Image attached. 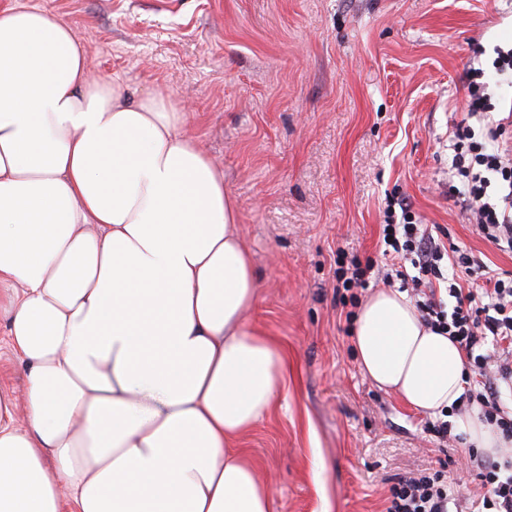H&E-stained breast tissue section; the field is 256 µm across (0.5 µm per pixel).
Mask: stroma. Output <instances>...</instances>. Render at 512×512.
Returning <instances> with one entry per match:
<instances>
[{"label":"stroma","mask_w":512,"mask_h":512,"mask_svg":"<svg viewBox=\"0 0 512 512\" xmlns=\"http://www.w3.org/2000/svg\"><path fill=\"white\" fill-rule=\"evenodd\" d=\"M53 13L93 75L184 101L222 167L259 282L250 320L288 354V396L239 442L273 512H383L393 478L449 461L477 489L466 444L361 371L336 252L384 265L392 195L446 247L512 272L448 195L449 133L475 49L512 41V0H0Z\"/></svg>","instance_id":"35a3bbf8"}]
</instances>
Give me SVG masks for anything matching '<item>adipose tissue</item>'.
I'll return each instance as SVG.
<instances>
[{"mask_svg":"<svg viewBox=\"0 0 512 512\" xmlns=\"http://www.w3.org/2000/svg\"><path fill=\"white\" fill-rule=\"evenodd\" d=\"M186 105L91 76L54 14L0 10V321L25 407L0 391V512H271L238 438L288 391L248 316L257 280L224 172ZM362 372L472 447L467 359L406 295L360 304Z\"/></svg>","mask_w":512,"mask_h":512,"instance_id":"obj_1","label":"adipose tissue"}]
</instances>
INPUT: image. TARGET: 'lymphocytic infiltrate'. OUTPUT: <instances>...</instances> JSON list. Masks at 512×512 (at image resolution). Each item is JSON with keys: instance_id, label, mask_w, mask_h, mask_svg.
I'll return each mask as SVG.
<instances>
[{"instance_id": "1", "label": "lymphocytic infiltrate", "mask_w": 512, "mask_h": 512, "mask_svg": "<svg viewBox=\"0 0 512 512\" xmlns=\"http://www.w3.org/2000/svg\"><path fill=\"white\" fill-rule=\"evenodd\" d=\"M483 76L480 67L466 73V114L452 132L456 153L448 194L461 198L483 238L512 252V144L489 101ZM407 209L405 199L388 201L383 243L410 262L411 296L425 325L448 333L472 367L464 394L467 404H478L486 421L511 438L512 406H504L502 400L512 394V277L492 275L465 286L452 280L447 298H439L434 283L443 278V264L471 271L476 263L459 248L445 256L426 225L396 223V212ZM469 461L480 481L478 491H464L442 468L429 476L411 472L390 486L384 512H462L466 503L475 512H512V459L473 451Z\"/></svg>"}]
</instances>
